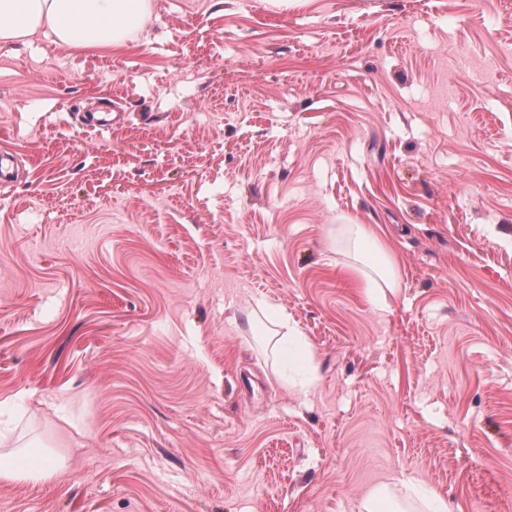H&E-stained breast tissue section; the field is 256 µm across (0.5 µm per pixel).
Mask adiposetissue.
I'll use <instances>...</instances> for the list:
<instances>
[{
    "label": "adipose tissue",
    "mask_w": 512,
    "mask_h": 512,
    "mask_svg": "<svg viewBox=\"0 0 512 512\" xmlns=\"http://www.w3.org/2000/svg\"><path fill=\"white\" fill-rule=\"evenodd\" d=\"M150 16V0H0V44L26 41L38 32L74 48H112L124 45ZM340 243L358 256L354 273L370 288H394L399 269L387 252L376 262L364 259L373 236L364 224L336 227Z\"/></svg>",
    "instance_id": "1"
}]
</instances>
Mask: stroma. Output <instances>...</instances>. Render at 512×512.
Wrapping results in <instances>:
<instances>
[{
  "label": "stroma",
  "instance_id": "35a3bbf8",
  "mask_svg": "<svg viewBox=\"0 0 512 512\" xmlns=\"http://www.w3.org/2000/svg\"><path fill=\"white\" fill-rule=\"evenodd\" d=\"M1 150L0 512H512V0H152L0 45ZM374 236L366 224H336V241L339 237L347 251L360 257L352 270L365 282L367 288H396L399 283V269L384 249L377 246V262L372 263L365 258V246ZM56 466L45 458L37 467L22 468L16 466L8 458L0 461V480L14 481L24 478H41L53 474Z\"/></svg>",
  "mask_w": 512,
  "mask_h": 512
}]
</instances>
